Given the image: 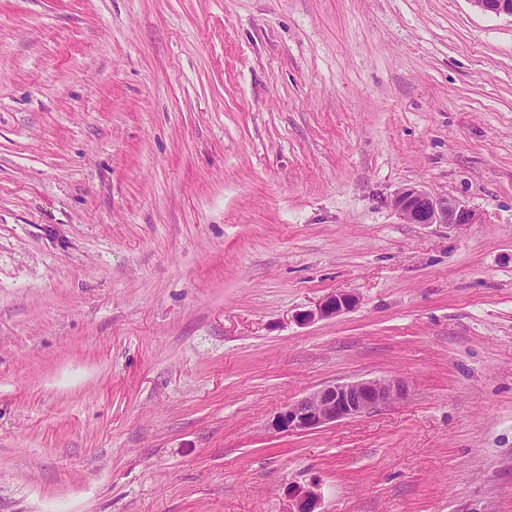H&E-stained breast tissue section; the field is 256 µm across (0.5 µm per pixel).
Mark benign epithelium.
Instances as JSON below:
<instances>
[{
	"instance_id": "obj_1",
	"label": "benign epithelium",
	"mask_w": 512,
	"mask_h": 512,
	"mask_svg": "<svg viewBox=\"0 0 512 512\" xmlns=\"http://www.w3.org/2000/svg\"><path fill=\"white\" fill-rule=\"evenodd\" d=\"M484 13L512 17V0H470ZM393 206L410 224H448L462 226L477 223V214L466 204L438 198L418 187L398 192ZM351 293L332 294L313 309L297 316L309 324L335 317L355 306ZM405 385L395 379H368L327 385L317 389L278 412L270 423L277 433H305L328 424L370 413L403 395ZM319 495L313 489L302 491L290 512H318Z\"/></svg>"
}]
</instances>
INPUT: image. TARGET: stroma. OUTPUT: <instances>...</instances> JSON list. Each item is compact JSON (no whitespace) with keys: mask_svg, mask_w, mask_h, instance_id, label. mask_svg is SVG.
<instances>
[{"mask_svg":"<svg viewBox=\"0 0 512 512\" xmlns=\"http://www.w3.org/2000/svg\"><path fill=\"white\" fill-rule=\"evenodd\" d=\"M410 186L478 223H406ZM391 378L374 412L270 428ZM311 486L321 512H512V17L0 0V512ZM357 299L351 293L332 294L326 297L314 309L306 310L297 316L298 321L309 324L316 320L335 317L355 306ZM395 379H368L327 385L278 412L270 423L277 433H305L370 413L403 395Z\"/></svg>","mask_w":512,"mask_h":512,"instance_id":"1","label":"stroma"}]
</instances>
